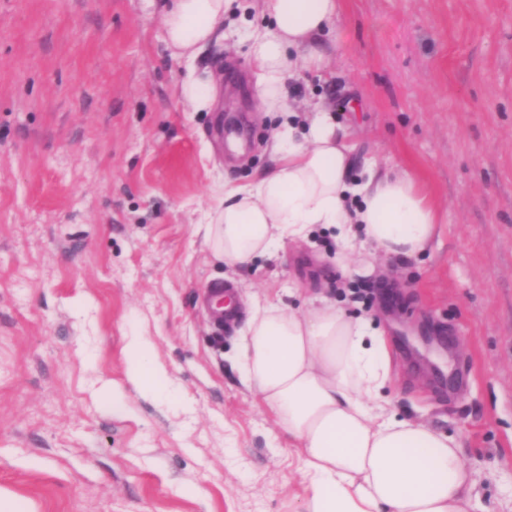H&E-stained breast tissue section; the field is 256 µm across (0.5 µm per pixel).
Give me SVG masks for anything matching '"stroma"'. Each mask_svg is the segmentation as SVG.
<instances>
[{"instance_id":"1","label":"stroma","mask_w":512,"mask_h":512,"mask_svg":"<svg viewBox=\"0 0 512 512\" xmlns=\"http://www.w3.org/2000/svg\"><path fill=\"white\" fill-rule=\"evenodd\" d=\"M324 98L356 143L445 216L434 247L343 275L336 242L224 264L205 235L225 179L270 161L244 49L172 57L144 0H0V495L28 512H304L293 444L217 333L216 281L299 306L320 295L385 329L386 396L455 437L492 512H512V0H339ZM220 81L195 112L189 77ZM389 291L354 298L355 286ZM172 382L126 374L132 337Z\"/></svg>"}]
</instances>
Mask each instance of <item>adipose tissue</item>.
<instances>
[{"label":"adipose tissue","mask_w":512,"mask_h":512,"mask_svg":"<svg viewBox=\"0 0 512 512\" xmlns=\"http://www.w3.org/2000/svg\"><path fill=\"white\" fill-rule=\"evenodd\" d=\"M234 2L166 0L161 22L171 55L191 61L223 40ZM253 7L271 22L247 25L240 42L262 109L285 119L272 133L270 166L249 183L224 182L209 233L225 264L248 266L307 240L318 225L333 232L338 262L359 254L368 269L376 259L431 248L443 218L410 174L368 159L350 177L354 147L331 103L288 102L299 71L329 74L323 39L339 0H254ZM242 334L241 379L298 450L305 512H489L457 441L391 409L389 359L373 319L324 297L304 311L267 299L250 307ZM127 377L154 396L169 393L147 340L130 343Z\"/></svg>","instance_id":"1"}]
</instances>
